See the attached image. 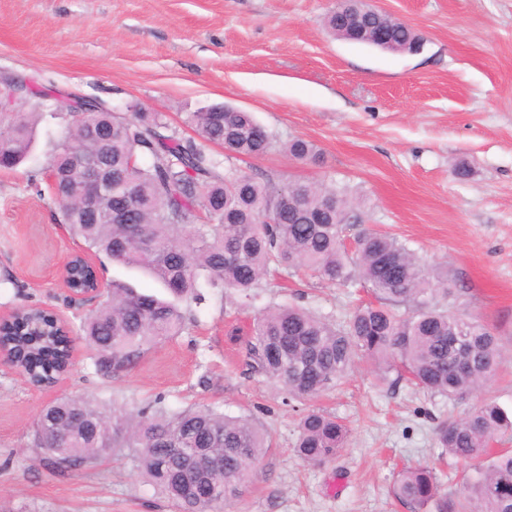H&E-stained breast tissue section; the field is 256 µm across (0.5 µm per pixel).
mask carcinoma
I'll list each match as a JSON object with an SVG mask.
<instances>
[{
    "instance_id": "carcinoma-1",
    "label": "carcinoma",
    "mask_w": 512,
    "mask_h": 512,
    "mask_svg": "<svg viewBox=\"0 0 512 512\" xmlns=\"http://www.w3.org/2000/svg\"><path fill=\"white\" fill-rule=\"evenodd\" d=\"M356 16L360 31L335 11L330 32L368 44L378 19L391 22L398 46L417 35L385 13L339 4ZM46 92L30 87L20 96L25 112L0 115V168L22 165L33 149L44 110L26 103ZM60 112L62 133L49 155L54 189L69 235L96 257L142 270L168 293L161 298L112 281L107 300L80 325L96 372L132 369L150 350L182 334L190 321L184 307L202 300L200 288L239 305L256 297L271 272L304 270L326 284L358 283L376 303L356 308L338 324L293 305L260 310L246 340V365L299 400H312L341 382L359 357L374 361L381 381L397 371L407 380L450 401L478 391L501 361L495 334L480 320L448 309L462 295L448 270L430 266L398 239L362 230L347 244L354 218L347 195L334 185L277 183L226 169L207 152L216 144L235 156H259L274 148L250 112L206 108L190 123L199 139L165 133L158 112ZM105 131L98 143L90 127ZM289 158H317L316 146L293 138L282 146ZM101 157L112 172V193L90 215L78 180L83 158ZM278 211L273 224L263 222ZM96 270H78L68 285L88 288ZM46 336H31L22 321L0 334L12 343L22 372L35 387L55 381L66 368L72 337L47 323ZM512 432V417L496 402L477 399L464 416L438 426L440 447L454 457L479 461L449 491L427 466L399 473L395 495L415 512H512V450L492 444ZM348 430L334 415L308 409L299 418L294 450L307 463L333 459ZM33 445L50 467L66 474L91 468L106 454L127 453L147 482L181 512H224L241 494L270 444L255 419L231 416L220 405L173 410L163 402L128 407L116 400L62 397L35 423Z\"/></svg>"
}]
</instances>
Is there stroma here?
<instances>
[{"label": "stroma", "instance_id": "35a3bbf8", "mask_svg": "<svg viewBox=\"0 0 512 512\" xmlns=\"http://www.w3.org/2000/svg\"><path fill=\"white\" fill-rule=\"evenodd\" d=\"M366 2L408 24L419 50L332 36L325 19L336 0H0V73L120 113L132 104L162 113L184 138L195 135L191 113L225 104L253 113L277 145L313 142L314 162L277 149L229 164L279 183H336L355 200L351 233L389 234L446 267L463 290L459 311L487 325L503 351L480 395L512 414V0ZM60 132V119L44 114L26 163L0 170V310L39 306L75 327L89 307L70 301L55 272L79 245L61 226L45 172ZM371 299L281 270L250 307L229 311L207 294L181 336L124 374H97L80 338L53 387L0 373V512H178L123 457L65 475L46 466L32 424L65 396L131 407L160 397L173 409L217 402L227 414H253L272 446L224 512H412L393 486L417 466L459 488L475 463L444 454L434 428L468 400L380 382L358 361L316 401L345 422L348 440L331 461L308 464L293 448L306 402L246 365L259 308L290 302L342 321Z\"/></svg>", "mask_w": 512, "mask_h": 512}]
</instances>
